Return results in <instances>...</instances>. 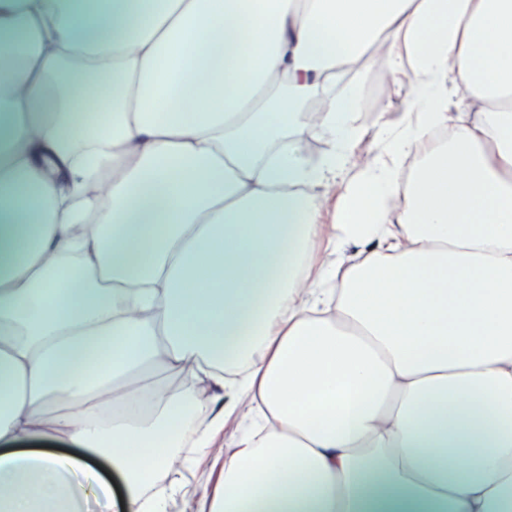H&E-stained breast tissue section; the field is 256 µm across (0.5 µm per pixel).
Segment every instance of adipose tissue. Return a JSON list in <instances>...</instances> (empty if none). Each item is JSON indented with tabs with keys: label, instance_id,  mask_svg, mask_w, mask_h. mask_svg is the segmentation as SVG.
Wrapping results in <instances>:
<instances>
[{
	"label": "adipose tissue",
	"instance_id": "ef3b65f1",
	"mask_svg": "<svg viewBox=\"0 0 512 512\" xmlns=\"http://www.w3.org/2000/svg\"><path fill=\"white\" fill-rule=\"evenodd\" d=\"M194 417L198 512H512V0H0V512H165ZM377 56L366 51L365 57L354 66L343 82H355L361 89V109L358 121L367 129L358 146V154L362 159L372 158L379 149V140L375 134L374 122L378 112H391L394 119L400 112H405L409 102V88L398 92L395 75L385 67L372 62ZM370 58V59H369ZM371 93L366 97V93ZM368 100V101H367ZM301 154L310 162H318L329 148L328 142L320 136H305L298 141Z\"/></svg>",
	"mask_w": 512,
	"mask_h": 512
}]
</instances>
